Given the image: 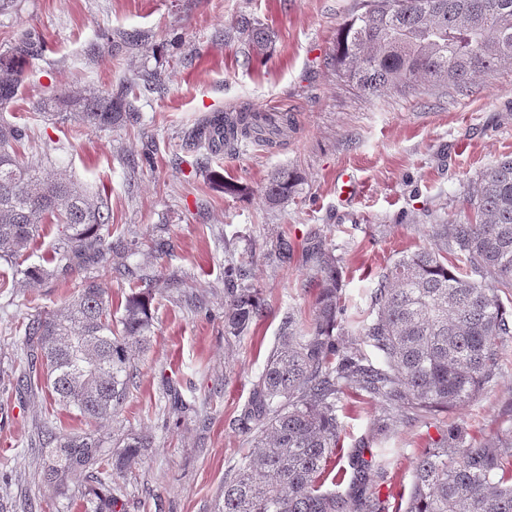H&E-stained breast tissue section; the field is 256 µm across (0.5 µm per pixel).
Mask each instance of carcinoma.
Wrapping results in <instances>:
<instances>
[{
  "label": "carcinoma",
  "instance_id": "carcinoma-1",
  "mask_svg": "<svg viewBox=\"0 0 512 512\" xmlns=\"http://www.w3.org/2000/svg\"><path fill=\"white\" fill-rule=\"evenodd\" d=\"M246 38L255 55H267L268 28L250 25ZM40 49L32 34L22 33L0 54V260L24 280L50 275L41 265L23 266L42 225H62L53 254L71 271L101 254L112 219L67 175L42 176L17 159L26 130L4 113L20 100L25 68ZM332 63L341 81L368 96L466 88L477 75L512 65V0H361L338 25ZM133 91L132 83L116 93L57 90L35 109L63 113L85 128H110L132 117ZM263 121L250 108L218 114L195 137L219 136L232 152ZM299 182L296 170L278 169L264 187L266 201L287 202ZM467 205L471 215L437 225L434 246L401 255L379 275L353 347L342 343L340 260L331 248L312 247L320 274L313 323L306 329L291 314L283 322L241 422L244 432H258L255 450L224 478L217 512H388L368 487V462L359 453L351 456L353 491L323 489L340 448L338 404L346 391L382 405L374 426L386 436L395 406L447 411L497 385L502 348L512 341V307L501 296L512 290V157L479 172ZM291 250L284 236L271 242L281 262ZM449 254L463 266L448 263ZM154 292L153 280L144 278L115 308L88 277L62 309L33 306L21 325L28 371L20 389L48 394L88 425L116 417L137 377L133 352L144 350L153 333ZM262 313L250 272L229 264L224 337L241 336ZM38 440L48 491L40 512H52L73 473L109 489L114 476L142 463L152 448L148 435L131 434L114 454L97 431L62 435L51 420L40 426ZM404 512H512V435L496 433L474 445L466 431L448 429L438 447L418 457Z\"/></svg>",
  "mask_w": 512,
  "mask_h": 512
}]
</instances>
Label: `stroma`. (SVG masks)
<instances>
[{
  "instance_id": "obj_1",
  "label": "stroma",
  "mask_w": 512,
  "mask_h": 512,
  "mask_svg": "<svg viewBox=\"0 0 512 512\" xmlns=\"http://www.w3.org/2000/svg\"><path fill=\"white\" fill-rule=\"evenodd\" d=\"M356 0H18L0 13V51L18 32L46 48L25 69L14 110L29 130L20 162L43 159L102 197L112 213L107 259L0 295V495L33 512L43 495L36 427L44 393L16 395L25 357L19 325L31 302L59 309L82 276L124 300L139 278L157 279L154 333L134 357L139 377L101 434L146 432L154 448L115 479L123 512H214L228 470L252 452L239 420L283 319L314 318L320 276L308 254L316 241L342 259L347 330L367 316L369 293L402 253L433 246L432 225L463 217L480 171L512 156V69L482 76L467 91L364 96L331 66L336 28ZM268 28L264 61H246L242 21ZM136 31V45L107 33ZM136 85L134 121L89 130L33 109L67 88ZM249 107L285 112L293 125L274 142L212 149L194 131L213 115ZM295 169L288 203L269 207L262 190L274 171ZM248 187L239 197L212 180ZM292 245L286 263L266 255L272 236ZM250 270L263 315L242 336L224 337V267ZM343 447L336 478L350 489L355 449L381 453L369 487L389 507L406 502L414 461L459 426L472 441L512 431V342L492 391L426 418L394 410L388 442L373 428L381 405L356 390L341 403Z\"/></svg>"
}]
</instances>
